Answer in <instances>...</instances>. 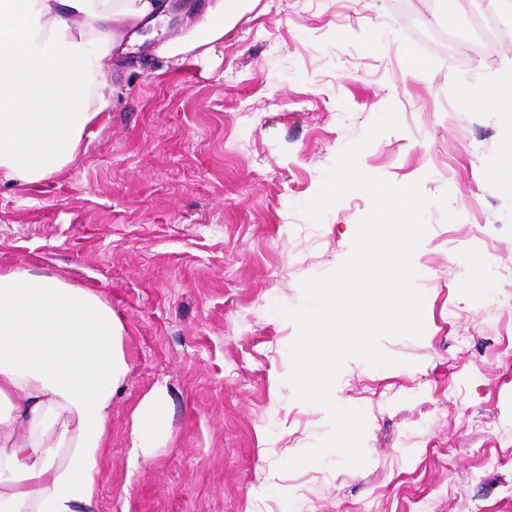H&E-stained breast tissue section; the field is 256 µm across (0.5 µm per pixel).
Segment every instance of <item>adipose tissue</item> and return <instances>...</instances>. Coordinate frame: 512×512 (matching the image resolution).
Listing matches in <instances>:
<instances>
[{"mask_svg": "<svg viewBox=\"0 0 512 512\" xmlns=\"http://www.w3.org/2000/svg\"><path fill=\"white\" fill-rule=\"evenodd\" d=\"M256 0H200L184 32L153 50L179 66L209 59ZM167 0H0V181L36 186L70 165L114 105L105 77L126 30ZM512 119V71L463 94ZM125 326L94 291L0 268V512H95L112 397L129 363ZM168 429L163 391L138 409L130 462Z\"/></svg>", "mask_w": 512, "mask_h": 512, "instance_id": "ef3b65f1", "label": "adipose tissue"}]
</instances>
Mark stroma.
I'll list each match as a JSON object with an SVG mask.
<instances>
[{"mask_svg": "<svg viewBox=\"0 0 512 512\" xmlns=\"http://www.w3.org/2000/svg\"><path fill=\"white\" fill-rule=\"evenodd\" d=\"M500 5L258 0L212 59L116 77L68 167L36 188L0 184V266L90 288L125 325L96 512H512L506 119L459 103L512 66V42L429 53L421 38ZM390 108L398 128L363 144ZM358 143L365 176L430 200L415 253L424 333L382 335L396 366L351 357L336 380L337 405L365 415L363 467L336 453L284 471L331 422L295 394L297 327L275 308L299 307L302 280L350 256L366 191L317 224L299 207ZM157 389L169 430L134 468L135 414Z\"/></svg>", "mask_w": 512, "mask_h": 512, "instance_id": "obj_1", "label": "stroma"}]
</instances>
